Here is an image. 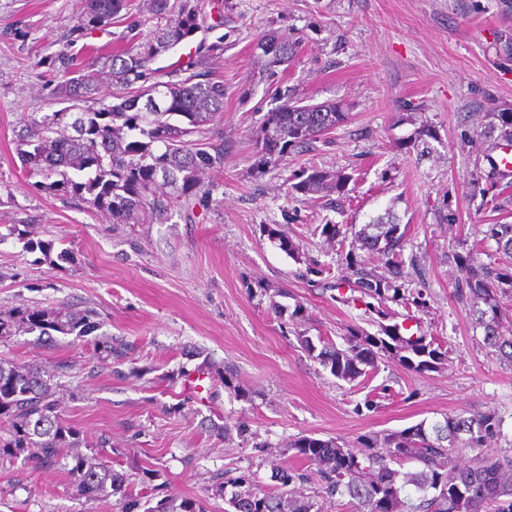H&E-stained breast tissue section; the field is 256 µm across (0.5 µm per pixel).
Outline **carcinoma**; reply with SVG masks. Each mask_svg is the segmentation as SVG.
<instances>
[{
    "label": "carcinoma",
    "instance_id": "cac0c4a2",
    "mask_svg": "<svg viewBox=\"0 0 512 512\" xmlns=\"http://www.w3.org/2000/svg\"><path fill=\"white\" fill-rule=\"evenodd\" d=\"M155 14L166 19L156 36L146 42L94 56L72 70L60 53L57 96L69 106L31 116L18 135L16 151L22 168L46 193L78 198L89 208L108 215L114 224H130L154 210L187 202L200 189V175L224 166V137L195 140L204 127L224 112V81L201 79L194 72L183 80H156L142 84L158 72L154 60L201 26L199 4L181 0H151ZM124 0H84L77 28H102L112 24ZM260 49L270 63L280 64L293 55V44L266 34ZM108 74L125 87L121 101L99 108L87 105L100 77ZM157 90L159 109L144 111V97ZM273 107L263 121L260 163L268 164L328 134L347 122L348 109L338 102L307 103L289 89L277 88ZM492 129L512 139V112L496 114ZM351 177L310 168L294 189L304 192L345 189ZM10 233L25 240L27 248L45 250L34 238V225H12ZM484 238L512 254V224H490ZM404 233L392 220L366 224L349 245L346 278L379 303L406 300ZM378 254L387 274L369 271L359 252ZM459 265L463 277L456 295L469 303L475 325L483 328L484 341L500 364L512 368V330L503 328L498 293L512 291V268L477 265L466 257ZM90 323L89 313L63 308L15 306L0 309V340L20 332L81 336ZM339 346L331 339L316 345L301 337L305 350L336 379L352 383L393 357L408 370L429 371L445 360L446 352L426 336L404 337L396 326H380L371 334L359 327L349 330ZM53 374L46 365L0 358V457L9 456L54 466L63 461L88 501L107 499L123 492L126 477L101 455L79 451L81 432L62 416ZM501 419L488 412L470 416L456 412L441 421H422L400 431L364 435L354 445L335 438L302 435L285 444L294 456L316 466L317 496L292 489L302 475L285 466L276 470L279 486L272 491L255 487L251 475L242 473L217 480L212 495L227 500L225 512H323L319 500L346 498L355 512H512V447L493 454L484 452L500 435ZM459 449L479 450L473 464L449 465ZM206 512L193 497L148 498L123 505V512Z\"/></svg>",
    "mask_w": 512,
    "mask_h": 512
}]
</instances>
